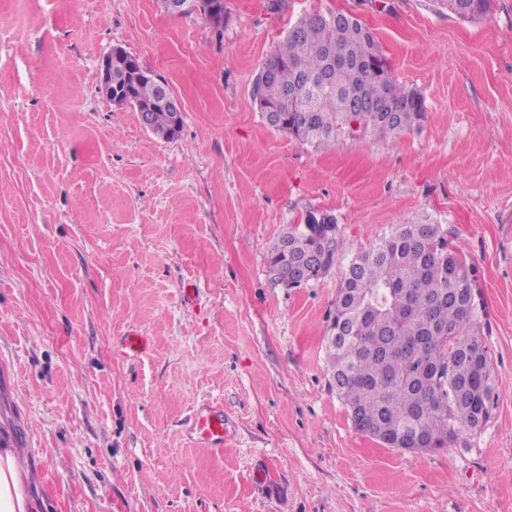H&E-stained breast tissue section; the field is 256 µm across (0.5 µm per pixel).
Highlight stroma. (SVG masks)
<instances>
[{"label":"stroma","instance_id":"35a3bbf8","mask_svg":"<svg viewBox=\"0 0 512 512\" xmlns=\"http://www.w3.org/2000/svg\"><path fill=\"white\" fill-rule=\"evenodd\" d=\"M370 28L426 101L399 135L325 151L272 128L264 63L315 9ZM123 47L181 100L170 139L103 93ZM311 213L341 256L442 225L472 262L495 374L457 446L387 448L329 386L343 270L279 283ZM148 339L116 354L129 331ZM214 400L223 454L189 437ZM0 438L44 512H512V0H224V27L158 0H0ZM448 9L463 18L484 16L490 9V0H448Z\"/></svg>","mask_w":512,"mask_h":512}]
</instances>
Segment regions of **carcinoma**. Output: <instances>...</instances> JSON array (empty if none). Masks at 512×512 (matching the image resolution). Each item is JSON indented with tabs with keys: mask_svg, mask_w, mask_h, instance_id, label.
I'll return each mask as SVG.
<instances>
[{
	"mask_svg": "<svg viewBox=\"0 0 512 512\" xmlns=\"http://www.w3.org/2000/svg\"><path fill=\"white\" fill-rule=\"evenodd\" d=\"M196 12L215 27L210 8L218 0H191L176 12ZM490 0H448L463 18L489 11ZM333 13L315 10L298 19L257 76L253 95L273 127L303 142L327 149L342 136L387 139L420 124L426 116L423 95L395 79L372 32L357 20L340 24L319 19ZM330 70L331 89L313 79ZM392 111V121L372 112H345L357 95ZM112 97L150 114L149 130L163 138L180 125L164 103L158 82L127 51L112 58ZM313 111H308V108ZM338 226L320 240L290 227L271 248L274 274H293L309 265L315 252L325 263L307 274L314 282L339 258ZM349 323L352 332L332 331ZM433 361L441 374L413 383L420 365ZM325 362L336 395L353 428L386 448L444 450L465 431L490 419L495 387L491 357L481 334L471 263L448 247L440 224H399L373 246L346 262L334 308L327 317Z\"/></svg>",
	"mask_w": 512,
	"mask_h": 512,
	"instance_id": "obj_1",
	"label": "carcinoma"
}]
</instances>
